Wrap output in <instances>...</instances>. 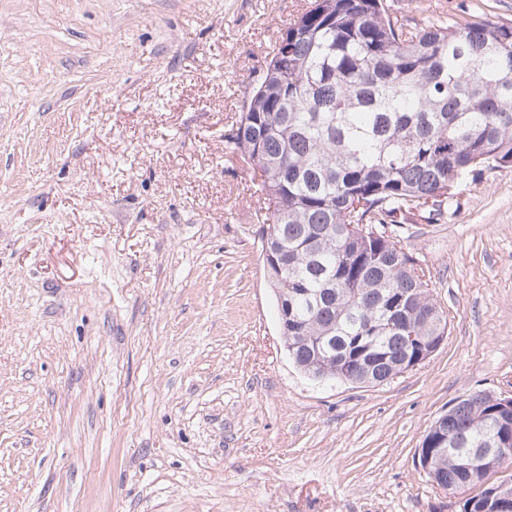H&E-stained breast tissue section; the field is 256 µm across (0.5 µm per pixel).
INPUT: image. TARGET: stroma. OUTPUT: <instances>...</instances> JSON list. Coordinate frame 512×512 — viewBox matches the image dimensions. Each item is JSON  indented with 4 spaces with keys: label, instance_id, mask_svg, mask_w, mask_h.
Instances as JSON below:
<instances>
[{
    "label": "stroma",
    "instance_id": "35a3bbf8",
    "mask_svg": "<svg viewBox=\"0 0 512 512\" xmlns=\"http://www.w3.org/2000/svg\"><path fill=\"white\" fill-rule=\"evenodd\" d=\"M307 2L0 0V512H459L416 456L464 392L512 394V168L395 230L448 314L429 360L302 374L224 137Z\"/></svg>",
    "mask_w": 512,
    "mask_h": 512
}]
</instances>
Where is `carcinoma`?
<instances>
[{
  "instance_id": "carcinoma-1",
  "label": "carcinoma",
  "mask_w": 512,
  "mask_h": 512,
  "mask_svg": "<svg viewBox=\"0 0 512 512\" xmlns=\"http://www.w3.org/2000/svg\"><path fill=\"white\" fill-rule=\"evenodd\" d=\"M227 136L254 175L268 243L288 260L265 270L288 304L289 358L315 380L388 382L418 348L406 336H442L448 316L433 282L388 231L435 224L462 181L512 168V23L473 14L405 25L386 0H312L288 25ZM346 341L338 365L321 349ZM461 400L448 436L477 448L493 406ZM439 479L469 501L497 487L480 464L434 459Z\"/></svg>"
}]
</instances>
